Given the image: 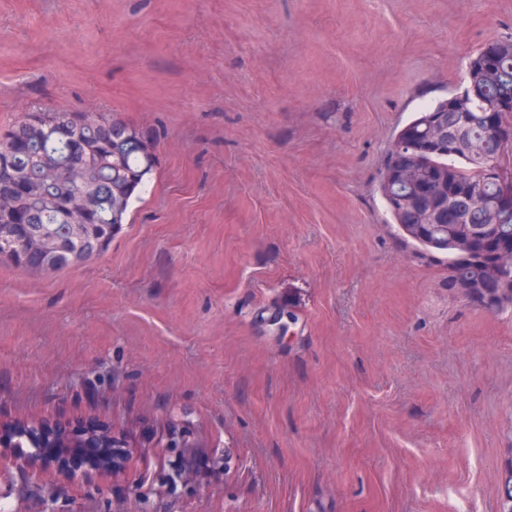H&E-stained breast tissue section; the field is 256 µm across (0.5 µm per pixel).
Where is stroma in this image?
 <instances>
[{
    "label": "stroma",
    "mask_w": 512,
    "mask_h": 512,
    "mask_svg": "<svg viewBox=\"0 0 512 512\" xmlns=\"http://www.w3.org/2000/svg\"><path fill=\"white\" fill-rule=\"evenodd\" d=\"M512 0H0V127L95 105L157 166L99 257L0 260V417L94 421L114 479L0 461L5 512H501L512 307L378 185ZM203 461L170 486L173 433ZM392 167V154L390 153V156L388 158V161H387V164L385 166V169H384V172L382 174V178H381V183H380V189H381V192H382V195L386 201V204L389 208V210L391 211L392 215L394 216L397 224H400V226L402 227V224H409L407 222H405V220L407 219L405 217V214L404 213H400V210H399V206L396 205L389 197H388V186H391L394 182H397V184H395V191L396 192L395 194H404V192H402L401 190V182H399L398 180L401 179V174L399 173H392L389 172V170L391 169ZM388 175V177H387ZM386 179H387V184H386ZM403 229V227H402ZM404 230V229H403Z\"/></svg>",
    "instance_id": "35a3bbf8"
}]
</instances>
